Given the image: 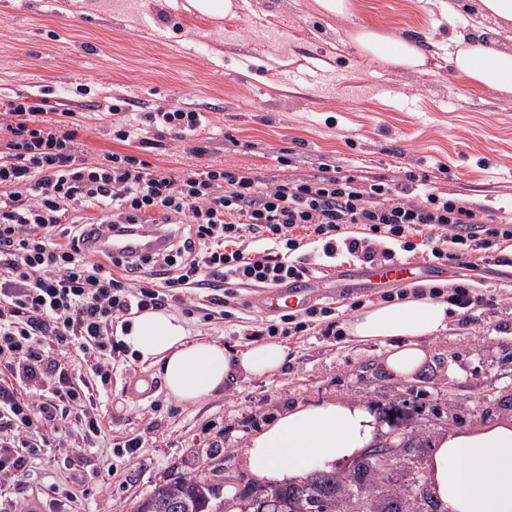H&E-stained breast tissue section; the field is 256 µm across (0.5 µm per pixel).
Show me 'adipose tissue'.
<instances>
[{
  "instance_id": "ef3b65f1",
  "label": "adipose tissue",
  "mask_w": 512,
  "mask_h": 512,
  "mask_svg": "<svg viewBox=\"0 0 512 512\" xmlns=\"http://www.w3.org/2000/svg\"><path fill=\"white\" fill-rule=\"evenodd\" d=\"M352 40L372 60L411 71L424 63L418 47L406 40L364 27ZM450 61L472 83L512 94V50L483 30L455 40ZM454 313L450 303L415 295L355 313L347 332L354 342L384 345L387 369L407 380L428 357L425 340L445 332ZM116 336L140 362L156 369L168 395L181 404L224 390L231 376L274 373L288 356L278 343L234 349L191 336L181 318L159 308L134 315ZM374 433L375 418L364 407L338 401L298 405L254 435L241 453L257 479L276 481L286 474L298 479L357 457ZM427 479L445 512H512V417L443 435L430 455Z\"/></svg>"
}]
</instances>
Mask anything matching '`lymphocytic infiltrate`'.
<instances>
[{
  "label": "lymphocytic infiltrate",
  "mask_w": 512,
  "mask_h": 512,
  "mask_svg": "<svg viewBox=\"0 0 512 512\" xmlns=\"http://www.w3.org/2000/svg\"><path fill=\"white\" fill-rule=\"evenodd\" d=\"M113 104V140L159 148L164 133L206 156L198 132L204 113L159 108L134 113ZM9 139L0 147V492L24 474L29 448L70 463L99 450L106 436L103 398L118 368L116 321L210 288H269L311 276L297 257L302 236L341 241L375 262L381 241L423 235L428 258L479 254L495 262L493 238L512 240V225L490 228L473 207L435 193L427 181L359 186L356 176L325 168L316 181L263 186L250 173L211 165L177 177L131 154L78 157L73 109L49 96L9 99ZM362 225L364 235L349 234ZM152 226L166 247L119 262L115 278L104 250L88 248L101 226ZM254 239L245 248L243 236ZM153 281H146V270ZM311 306L261 324L263 336L305 331L332 316Z\"/></svg>",
  "instance_id": "f902f5d3"
}]
</instances>
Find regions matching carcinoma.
I'll return each mask as SVG.
<instances>
[{
    "label": "carcinoma",
    "instance_id": "obj_1",
    "mask_svg": "<svg viewBox=\"0 0 512 512\" xmlns=\"http://www.w3.org/2000/svg\"><path fill=\"white\" fill-rule=\"evenodd\" d=\"M422 410L402 400L382 409L383 418L396 434L395 463L411 461L409 450L429 447L425 431L409 427ZM133 512H441L427 478L417 474L400 485L394 475L383 474L371 455L362 457L352 472L314 470L302 480L282 484L246 482L232 494L224 487L196 476L164 482L133 507Z\"/></svg>",
    "mask_w": 512,
    "mask_h": 512
}]
</instances>
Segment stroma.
Segmentation results:
<instances>
[{"instance_id":"1","label":"stroma","mask_w":512,"mask_h":512,"mask_svg":"<svg viewBox=\"0 0 512 512\" xmlns=\"http://www.w3.org/2000/svg\"><path fill=\"white\" fill-rule=\"evenodd\" d=\"M236 16L200 19L168 0H0V99L53 90L56 100L93 101L76 116L82 156L137 154L112 140L113 99L136 111L179 107L205 113L210 152L165 135L146 160L174 175L202 164L250 172L267 186L310 182L322 165L396 183L427 176L437 193L464 200L487 224L512 225V95L473 85L452 70L448 43L471 33L469 0H353V16H327L314 0H237ZM456 16H449V8ZM368 26L415 43L426 57L410 72L364 58L349 34ZM502 263L445 261L438 272L390 293H450L473 285L480 299L428 343L426 366L408 381L390 375L383 348L312 326L280 337L284 367L270 376L236 377L227 388L188 406L175 403L157 372L125 358L105 408L112 434L140 438L133 456L84 466L63 455H33L21 482L0 496L57 512L66 492L83 512H132L156 483L202 475L232 492L251 474L241 450L251 436L298 404L347 401L373 410L403 399L457 418V427L491 423L506 412L488 400L512 395V243L499 244ZM239 289L226 319L168 303L194 336L230 347L253 344L268 316ZM155 429H147L146 417Z\"/></svg>"}]
</instances>
